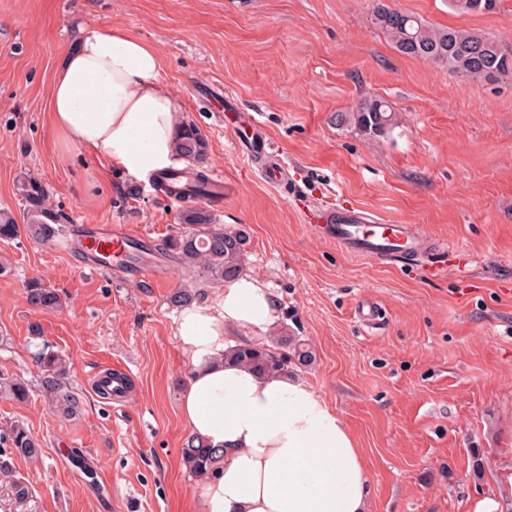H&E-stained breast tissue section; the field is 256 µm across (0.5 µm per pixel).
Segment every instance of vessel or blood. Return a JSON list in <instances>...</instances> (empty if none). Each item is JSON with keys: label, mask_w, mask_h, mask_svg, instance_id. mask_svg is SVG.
Returning <instances> with one entry per match:
<instances>
[{"label": "vessel or blood", "mask_w": 512, "mask_h": 512, "mask_svg": "<svg viewBox=\"0 0 512 512\" xmlns=\"http://www.w3.org/2000/svg\"><path fill=\"white\" fill-rule=\"evenodd\" d=\"M256 129L254 115L237 113L235 136L239 146L253 143ZM305 221L312 230L327 235L356 257L388 258L400 263L423 257L435 273L440 271L447 252L445 246H430L416 225L384 223L359 209L312 208L306 212ZM146 240L143 232L127 224H96L78 236L80 249L87 257V268L105 274L121 268L134 279L158 281L163 277L159 268L140 265L129 257L133 244Z\"/></svg>", "instance_id": "vessel-or-blood-1"}]
</instances>
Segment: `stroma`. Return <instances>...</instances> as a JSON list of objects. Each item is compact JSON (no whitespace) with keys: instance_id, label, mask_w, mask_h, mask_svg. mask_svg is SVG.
Wrapping results in <instances>:
<instances>
[{"instance_id":"35a3bbf8","label":"stroma","mask_w":512,"mask_h":512,"mask_svg":"<svg viewBox=\"0 0 512 512\" xmlns=\"http://www.w3.org/2000/svg\"><path fill=\"white\" fill-rule=\"evenodd\" d=\"M387 2L512 48V0L481 14L454 13L447 0ZM87 22L158 49L186 122L207 142L206 169L224 179L222 204L208 210L246 228V274L270 288L277 323L313 354L299 377L368 461V512H470L482 497L512 512V81H469L398 53L373 22V0H0V208L22 215L14 183L29 171L62 224H132L153 245L184 234L179 205L103 158L62 154L46 118L56 67ZM220 90L256 116L295 198L236 146ZM374 97L397 114L388 137L337 125V113ZM326 202L417 225L468 255L470 272L351 257L303 220L305 206ZM1 256L0 374L32 391L23 403L0 397V431L24 423L41 453L12 456L0 441L29 490L20 502L0 483V512H200L181 456L190 366L170 297L185 288L209 303L217 285L186 277L174 256L146 258L166 271L155 283L89 271L77 249L24 236L0 241ZM36 277L58 289L61 308L29 306L24 287ZM363 302L377 324L359 320ZM35 324L69 359L73 416L51 411L38 389ZM108 369L130 379L123 398L95 392ZM74 448L86 469L73 466Z\"/></svg>"}]
</instances>
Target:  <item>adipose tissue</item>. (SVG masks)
<instances>
[{"label": "adipose tissue", "instance_id": "ef3b65f1", "mask_svg": "<svg viewBox=\"0 0 512 512\" xmlns=\"http://www.w3.org/2000/svg\"><path fill=\"white\" fill-rule=\"evenodd\" d=\"M49 112L63 151L102 154L137 178L184 164L175 150L182 107L161 56L123 28L80 26L53 78ZM275 313L268 288L240 277L176 322L191 366L182 419L222 455L201 482L202 512H367L371 473L336 412L297 376L224 358L264 338Z\"/></svg>", "mask_w": 512, "mask_h": 512}]
</instances>
